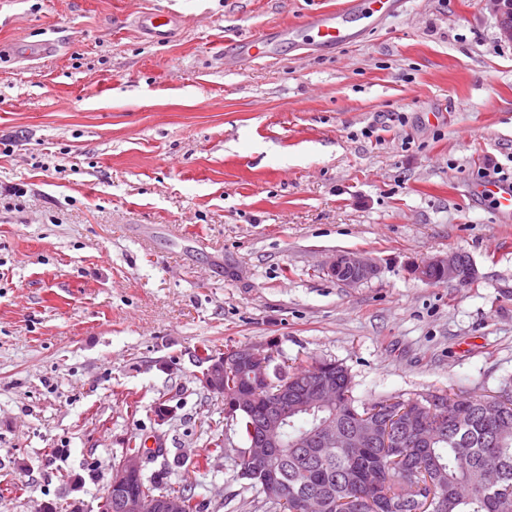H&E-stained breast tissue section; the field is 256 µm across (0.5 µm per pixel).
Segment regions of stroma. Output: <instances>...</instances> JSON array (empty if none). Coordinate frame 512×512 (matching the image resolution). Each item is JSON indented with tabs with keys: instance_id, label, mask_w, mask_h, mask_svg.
Instances as JSON below:
<instances>
[{
	"instance_id": "1",
	"label": "stroma",
	"mask_w": 512,
	"mask_h": 512,
	"mask_svg": "<svg viewBox=\"0 0 512 512\" xmlns=\"http://www.w3.org/2000/svg\"><path fill=\"white\" fill-rule=\"evenodd\" d=\"M340 2L0 0V512H99L134 435L204 512H268L210 351L338 361L366 405L512 381V223L472 198L512 172V42L480 0H403L357 44L237 57ZM454 251L471 281L411 271ZM342 252L375 276H327ZM174 19L171 15L147 13L138 17V27L149 34L167 38L173 30Z\"/></svg>"
}]
</instances>
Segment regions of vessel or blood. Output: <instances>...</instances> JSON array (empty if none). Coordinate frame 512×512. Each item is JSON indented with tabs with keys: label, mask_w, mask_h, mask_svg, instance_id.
Returning <instances> with one entry per match:
<instances>
[{
	"label": "vessel or blood",
	"mask_w": 512,
	"mask_h": 512,
	"mask_svg": "<svg viewBox=\"0 0 512 512\" xmlns=\"http://www.w3.org/2000/svg\"><path fill=\"white\" fill-rule=\"evenodd\" d=\"M399 0H343L336 9L323 10L309 16L304 27L278 26L262 38H246L238 42V53L242 56H257L270 53L285 41L296 40L299 30L313 32L318 44L336 46L357 40L359 33L354 30L352 20L361 16L370 18L384 16L395 10ZM174 19L161 13H147L139 16L138 27L150 34L165 37L172 30ZM474 194L491 204L496 216L502 220L512 218V178L489 177L478 183Z\"/></svg>",
	"instance_id": "b4317fda"
}]
</instances>
